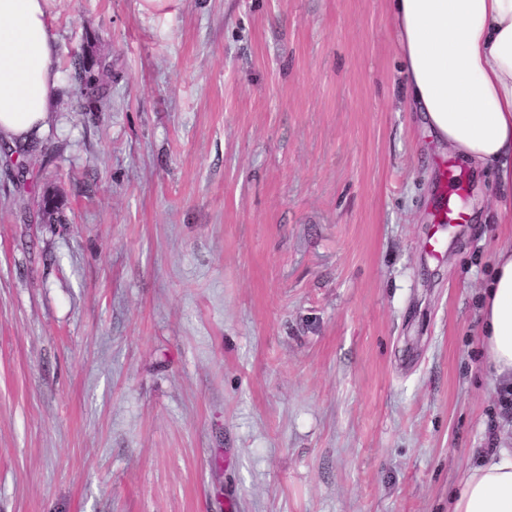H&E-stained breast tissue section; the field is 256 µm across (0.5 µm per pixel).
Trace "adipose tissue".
<instances>
[{"label": "adipose tissue", "instance_id": "1", "mask_svg": "<svg viewBox=\"0 0 512 512\" xmlns=\"http://www.w3.org/2000/svg\"><path fill=\"white\" fill-rule=\"evenodd\" d=\"M403 98L451 156L491 170L512 193V0H391ZM62 82L47 0H0V142L19 150L56 121ZM480 341L512 387V244L481 298ZM448 512H512V448L468 471Z\"/></svg>", "mask_w": 512, "mask_h": 512}]
</instances>
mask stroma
Instances as JSON below:
<instances>
[{"instance_id": "stroma-1", "label": "stroma", "mask_w": 512, "mask_h": 512, "mask_svg": "<svg viewBox=\"0 0 512 512\" xmlns=\"http://www.w3.org/2000/svg\"><path fill=\"white\" fill-rule=\"evenodd\" d=\"M49 10L112 106L63 85L31 192L0 148V512H448L512 448L475 339L512 223L405 111L390 0ZM110 66L100 60L82 56L75 58L71 68H65L62 72L68 81H73V74L81 75L90 88L86 93H83L75 82L78 94L87 106H94L97 110H103L111 105L110 89L103 79L104 72L109 71Z\"/></svg>"}]
</instances>
